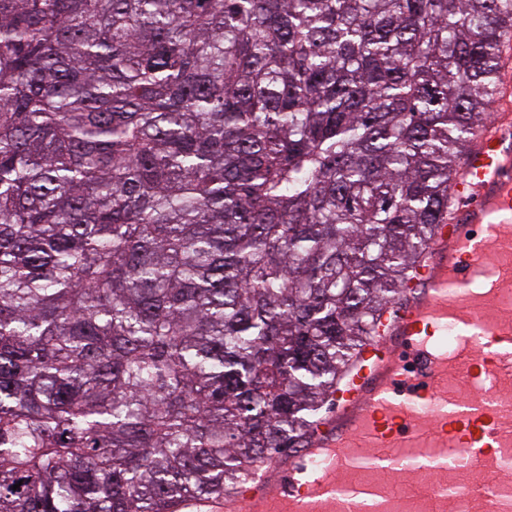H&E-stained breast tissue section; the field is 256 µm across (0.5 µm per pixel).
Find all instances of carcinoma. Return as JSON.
I'll return each mask as SVG.
<instances>
[{
    "instance_id": "carcinoma-1",
    "label": "carcinoma",
    "mask_w": 512,
    "mask_h": 512,
    "mask_svg": "<svg viewBox=\"0 0 512 512\" xmlns=\"http://www.w3.org/2000/svg\"><path fill=\"white\" fill-rule=\"evenodd\" d=\"M510 44L512 0H0V512L307 447Z\"/></svg>"
}]
</instances>
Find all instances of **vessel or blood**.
Masks as SVG:
<instances>
[{
    "label": "vessel or blood",
    "mask_w": 512,
    "mask_h": 512,
    "mask_svg": "<svg viewBox=\"0 0 512 512\" xmlns=\"http://www.w3.org/2000/svg\"><path fill=\"white\" fill-rule=\"evenodd\" d=\"M454 194L407 302L364 346L335 418L300 454L267 460L241 487L247 512H342L330 473L396 448L467 457L447 480L469 512H512V124L477 134ZM371 498L379 512H448L392 496L383 481Z\"/></svg>",
    "instance_id": "vessel-or-blood-1"
}]
</instances>
